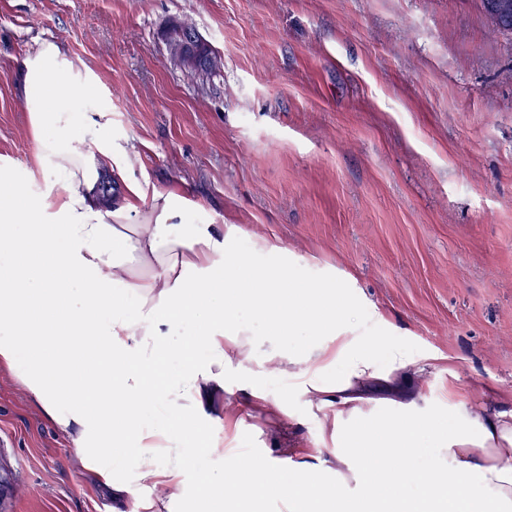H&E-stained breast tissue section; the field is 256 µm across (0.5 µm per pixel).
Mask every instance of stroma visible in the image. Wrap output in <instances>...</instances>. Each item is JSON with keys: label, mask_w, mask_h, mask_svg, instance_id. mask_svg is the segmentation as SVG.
<instances>
[{"label": "stroma", "mask_w": 512, "mask_h": 512, "mask_svg": "<svg viewBox=\"0 0 512 512\" xmlns=\"http://www.w3.org/2000/svg\"><path fill=\"white\" fill-rule=\"evenodd\" d=\"M195 25L218 64L184 69L165 34ZM60 41L99 80L91 109L133 180L190 203L189 221L238 227L253 264H287L291 288L333 280L355 303L351 337L402 345L413 386L370 383L374 418L410 401L439 412L512 393V36L479 0H0V172L25 180L36 144L17 89L22 57ZM279 242L281 254L252 241ZM0 365V512H156L122 454L129 490L85 468ZM264 379L266 402L217 392L205 425L224 464L252 449L282 460L283 485L333 445L330 407ZM293 403V417L278 406ZM185 450L173 512H196L212 463L171 420Z\"/></svg>", "instance_id": "obj_1"}]
</instances>
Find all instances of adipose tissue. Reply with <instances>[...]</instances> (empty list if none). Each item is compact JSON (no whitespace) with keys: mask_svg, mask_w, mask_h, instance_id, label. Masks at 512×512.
I'll return each instance as SVG.
<instances>
[{"mask_svg":"<svg viewBox=\"0 0 512 512\" xmlns=\"http://www.w3.org/2000/svg\"><path fill=\"white\" fill-rule=\"evenodd\" d=\"M18 89L41 183L0 178V254L12 258L0 273V364L32 352L20 379L112 491L126 490L111 464L126 446L140 479L174 497L178 451L164 425L141 421L160 403L195 428L218 462L205 473L202 512H247L257 498L283 492L290 512H512V407L449 404L452 424L437 433V463L415 477L409 460L436 417L410 404L382 422L365 416L359 387L382 372L337 313L346 303L339 284L285 289L287 265H253L235 248L234 230L188 223V203L175 194L127 181V197L104 203L101 184L125 178L126 155L112 142L107 112L80 109L97 84L60 42L41 40L24 55ZM242 307L273 335L308 329L312 336L286 353L259 351L237 317ZM187 321L184 368L159 378L167 337ZM198 348L207 361L195 357ZM331 366L335 380L308 381L303 394L336 408L327 422L335 479L323 477L319 456L301 463L289 488L266 453L223 466L224 439L203 424L211 385L230 371L294 376Z\"/></svg>","mask_w":512,"mask_h":512,"instance_id":"ef3b65f1","label":"adipose tissue"}]
</instances>
